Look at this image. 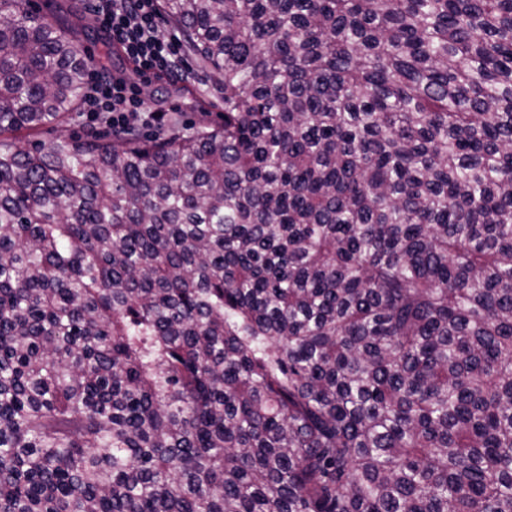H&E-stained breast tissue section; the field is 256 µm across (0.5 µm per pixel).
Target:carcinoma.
Instances as JSON below:
<instances>
[{
    "label": "carcinoma",
    "instance_id": "obj_1",
    "mask_svg": "<svg viewBox=\"0 0 512 512\" xmlns=\"http://www.w3.org/2000/svg\"><path fill=\"white\" fill-rule=\"evenodd\" d=\"M0 0V512H512V0H159L215 126H61Z\"/></svg>",
    "mask_w": 512,
    "mask_h": 512
}]
</instances>
